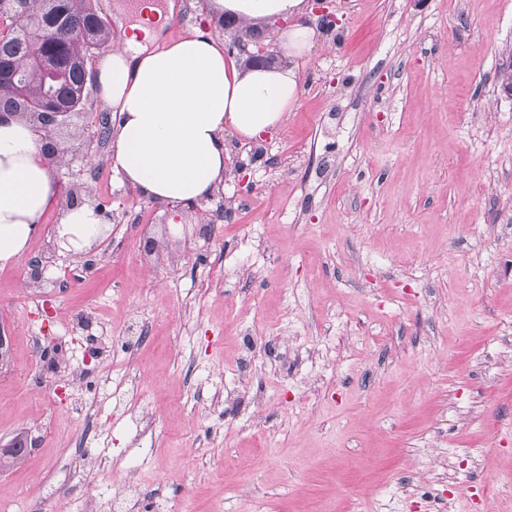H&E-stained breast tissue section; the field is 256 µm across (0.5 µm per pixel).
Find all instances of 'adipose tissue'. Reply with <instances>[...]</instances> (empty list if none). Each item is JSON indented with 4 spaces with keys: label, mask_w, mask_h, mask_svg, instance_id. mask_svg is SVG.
I'll return each instance as SVG.
<instances>
[{
    "label": "adipose tissue",
    "mask_w": 512,
    "mask_h": 512,
    "mask_svg": "<svg viewBox=\"0 0 512 512\" xmlns=\"http://www.w3.org/2000/svg\"><path fill=\"white\" fill-rule=\"evenodd\" d=\"M307 0H205L209 22L223 17L249 28L286 21L278 34L279 60L248 64L230 53L218 33L193 29L158 50L135 36L95 64L93 78L112 112L110 163L115 174L153 203L175 204L169 222L188 212L224 181V130L260 139L282 125L300 94L297 58L312 30L298 24ZM54 166L33 125L20 117L0 121V266L16 263L58 198ZM111 224L92 203L60 213L55 238L83 252L105 238Z\"/></svg>",
    "instance_id": "adipose-tissue-1"
}]
</instances>
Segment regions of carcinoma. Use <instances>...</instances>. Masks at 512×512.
<instances>
[{
	"instance_id": "obj_1",
	"label": "carcinoma",
	"mask_w": 512,
	"mask_h": 512,
	"mask_svg": "<svg viewBox=\"0 0 512 512\" xmlns=\"http://www.w3.org/2000/svg\"><path fill=\"white\" fill-rule=\"evenodd\" d=\"M10 27L0 40V112L32 120L36 105L45 110L78 108L86 82L81 63L90 50L108 42L111 32L94 0H0V22ZM38 49L55 61L46 71L28 59Z\"/></svg>"
}]
</instances>
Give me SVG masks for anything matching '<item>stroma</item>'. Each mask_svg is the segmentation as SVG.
<instances>
[{"label":"stroma","mask_w":512,"mask_h":512,"mask_svg":"<svg viewBox=\"0 0 512 512\" xmlns=\"http://www.w3.org/2000/svg\"><path fill=\"white\" fill-rule=\"evenodd\" d=\"M307 2L296 107L225 130L189 223L87 135L95 83L57 127L58 201L0 267V443L34 442L7 512H115L125 475L136 512H480L512 479V0ZM86 201L112 230L76 253ZM110 229L111 224L104 211L87 202L63 209L54 232L61 246L86 252L96 241L105 238Z\"/></svg>","instance_id":"obj_1"}]
</instances>
